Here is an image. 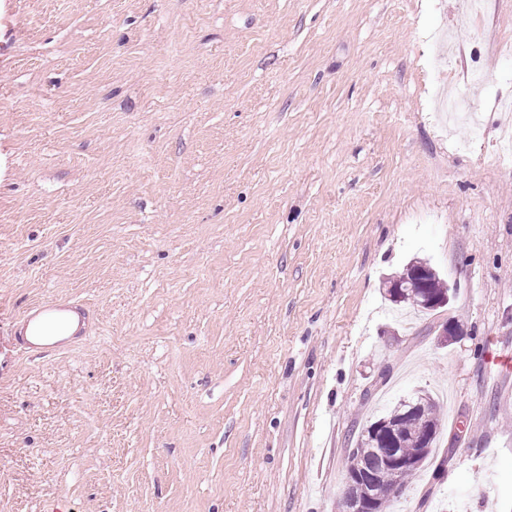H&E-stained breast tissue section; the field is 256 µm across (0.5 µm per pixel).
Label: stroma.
Returning a JSON list of instances; mask_svg holds the SVG:
<instances>
[{"instance_id": "stroma-1", "label": "stroma", "mask_w": 512, "mask_h": 512, "mask_svg": "<svg viewBox=\"0 0 512 512\" xmlns=\"http://www.w3.org/2000/svg\"><path fill=\"white\" fill-rule=\"evenodd\" d=\"M501 99L512 0H0V512H338L354 433L419 390L395 512H512ZM414 258L453 298L399 323ZM51 301L87 327L42 355L14 331Z\"/></svg>"}]
</instances>
